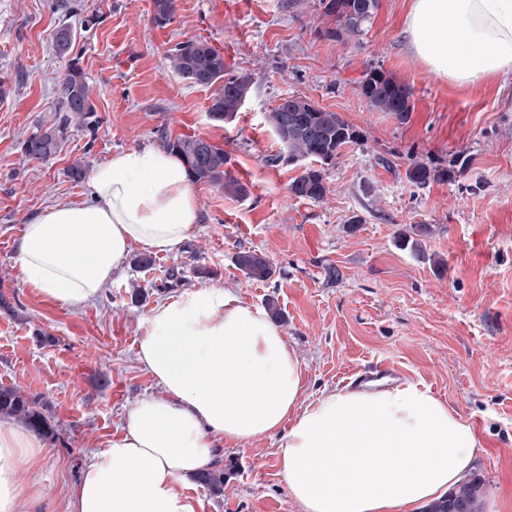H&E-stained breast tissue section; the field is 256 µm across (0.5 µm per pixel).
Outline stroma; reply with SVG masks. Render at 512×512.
Instances as JSON below:
<instances>
[{
	"mask_svg": "<svg viewBox=\"0 0 512 512\" xmlns=\"http://www.w3.org/2000/svg\"><path fill=\"white\" fill-rule=\"evenodd\" d=\"M409 4L379 0L363 35L341 41L325 36L334 20L320 0H176L162 27L151 0H0V386L34 398L57 431L20 474L37 486L39 512H69L90 451L121 434L132 403L158 393L135 359L141 321L159 301L204 287L259 307L274 299L312 395L376 362L425 384L477 435L476 512L512 491V73L474 86L437 77L403 34ZM64 26L74 43L62 57L54 37ZM188 39L222 51L229 73L251 75L233 122L211 121L213 89L172 71L169 50ZM74 63L94 117L71 123L51 157L27 159L24 141L60 116ZM371 64L412 87L406 123L360 97ZM288 94L339 113L358 134L327 167L318 202L290 191L301 165L270 162L282 145L266 116ZM160 126L221 145L246 195L193 185L199 219L182 244L155 255L133 245L101 297L80 308L28 288L17 261L26 220L87 198L72 165L159 147ZM417 157L465 165L419 188L405 176ZM355 215L361 224L349 226ZM248 250L267 255L270 279L238 269L236 254ZM220 467L223 498L189 487L197 512H302L273 441L225 449Z\"/></svg>",
	"mask_w": 512,
	"mask_h": 512,
	"instance_id": "obj_1",
	"label": "stroma"
}]
</instances>
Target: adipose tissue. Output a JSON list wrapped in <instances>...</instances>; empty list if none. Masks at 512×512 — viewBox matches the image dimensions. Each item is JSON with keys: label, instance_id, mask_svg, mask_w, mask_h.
Wrapping results in <instances>:
<instances>
[{"label": "adipose tissue", "instance_id": "adipose-tissue-1", "mask_svg": "<svg viewBox=\"0 0 512 512\" xmlns=\"http://www.w3.org/2000/svg\"><path fill=\"white\" fill-rule=\"evenodd\" d=\"M405 34L415 56L460 86L512 72V0H411ZM92 199L58 202L24 226L26 285L76 308L97 298L131 245L172 252L198 221L182 161L138 148L96 164ZM136 360L159 387L127 411L121 435L93 453L70 512H196L187 489L223 447L274 439L303 512H420L474 467L471 425L421 383L311 397L300 362L267 311L222 288L156 304ZM44 444L0 415V512H32Z\"/></svg>", "mask_w": 512, "mask_h": 512}]
</instances>
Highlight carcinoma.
Wrapping results in <instances>:
<instances>
[{
    "label": "carcinoma",
    "mask_w": 512,
    "mask_h": 512,
    "mask_svg": "<svg viewBox=\"0 0 512 512\" xmlns=\"http://www.w3.org/2000/svg\"><path fill=\"white\" fill-rule=\"evenodd\" d=\"M156 6L154 20L163 25L170 22L175 12V0H153ZM379 0H328L326 14L334 17L336 27L326 31L333 39L358 37L372 19ZM59 55H67L73 47L72 31L63 27L56 35ZM170 67L183 80L201 87H216L209 108L211 118L231 122L247 99L252 78L248 74L228 75L224 55L204 40H188L177 44L169 54ZM359 94L374 110L385 112L398 122H405L412 110L413 89L381 65L369 66L359 83ZM61 111L56 126L38 131L23 143V152L30 160H43L56 153L65 135L70 116L83 120L94 112L89 87L82 71L70 68L60 87ZM268 122L284 152L270 158L273 163L306 161L301 174L290 185L291 193L312 202L322 200L327 191L325 167L333 165L341 149L357 139V133L338 113L325 110L306 97H284L268 115ZM164 149L179 157L186 165L190 181L217 186L228 193L243 194L245 187L224 169L227 158L224 149L200 136H176L162 127L156 130ZM455 165L432 167L413 160L406 171L407 180L423 187L434 179L452 180ZM237 267L252 280L265 281L272 277L273 268L263 253L242 251L235 257ZM34 401L15 388L0 387V413L6 412L24 420L36 431L51 433L53 427L46 416L32 407ZM198 483L212 496L224 495V471L210 470L201 474ZM478 489L477 480L460 484L443 499L431 504L425 512H474L473 503Z\"/></svg>",
    "instance_id": "obj_1"
}]
</instances>
